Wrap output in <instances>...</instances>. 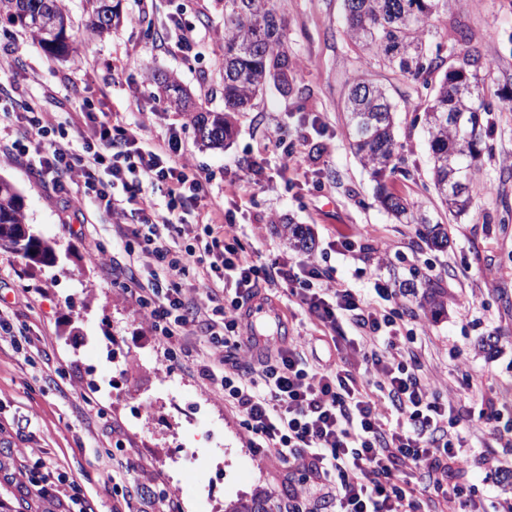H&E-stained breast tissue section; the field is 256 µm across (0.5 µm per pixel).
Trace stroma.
<instances>
[{
    "label": "stroma",
    "instance_id": "35a3bbf8",
    "mask_svg": "<svg viewBox=\"0 0 512 512\" xmlns=\"http://www.w3.org/2000/svg\"><path fill=\"white\" fill-rule=\"evenodd\" d=\"M77 54L50 57L20 28L0 23V63L19 68L23 95L54 123H69L76 104L143 122V135L177 133L186 156L210 181V197L231 210L251 243L252 257L268 264L298 257L282 235L283 220L306 225L312 251L334 284L373 289L406 279L431 282L444 301L441 315L409 299L402 335H415L424 372L454 379L473 390L496 392L503 409L499 427L512 423V102L491 97L494 129L473 185V204L448 216L430 185V151L422 125L423 96L355 48L345 34L342 0H281L293 61L290 91L267 86L254 108L235 116L229 146L208 148L197 140L186 113L164 108L146 95L134 99L141 76H174L203 108L223 111V73L218 65L224 33L223 0H121V19L98 37L88 30L84 0H65ZM194 25L198 43L185 53L168 29L172 15ZM441 56L477 49L512 84V0H448L430 36ZM123 66L119 83H107L111 65ZM383 84L397 106L404 164L392 192L447 225V248H429L414 224L398 223L375 200L376 184L350 151L344 105L356 76ZM279 129L297 149V165L282 168L266 134ZM262 168L263 190L227 186L252 165ZM0 178L21 194L28 228L50 242L55 261L26 275V261L0 247V304L22 326L37 352L24 355L0 330V455L15 468L45 462L77 480L91 512H231L248 505L276 512V502L308 504L311 487L304 459L293 463L294 481H283L276 455L252 448V432L224 399L223 389L201 377L197 366L219 359L222 348L204 341L198 328L180 339L188 356L168 361L154 340L152 322L132 292L149 270L112 247V218L95 208L78 213L28 168L24 159L0 153ZM356 237L354 251L334 248L338 236ZM391 256L378 265L382 245ZM496 272L485 284L484 268ZM289 340L304 339L321 360L336 357L331 338L315 319L287 312ZM497 340L483 351L482 338ZM148 413H140L141 404ZM207 414L209 429L196 420ZM222 444L220 458L200 468L181 467L176 450ZM134 464V479L155 496L123 500L112 478Z\"/></svg>",
    "mask_w": 512,
    "mask_h": 512
}]
</instances>
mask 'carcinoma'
<instances>
[{"instance_id": "cac0c4a2", "label": "carcinoma", "mask_w": 512, "mask_h": 512, "mask_svg": "<svg viewBox=\"0 0 512 512\" xmlns=\"http://www.w3.org/2000/svg\"><path fill=\"white\" fill-rule=\"evenodd\" d=\"M92 30L102 35L119 22L118 6L112 0H86ZM346 34L369 58L412 80L426 90L423 124L431 154L435 194L453 216L472 204V185L478 160L487 144L483 131L493 112L485 100L487 84L495 82L493 64L472 54L475 74L459 81L444 74L445 60L428 39L431 26L447 0H343ZM67 21L57 29L45 27L43 19ZM0 21L28 32L53 57L76 52L72 21L63 0H0ZM224 111L198 109L189 104L181 84L171 76L153 77L163 91V102L191 112L197 140L209 148L227 145L234 135V115L245 112L270 83L283 91L291 89L293 62L288 51L286 25L275 0H224ZM349 144L376 183L379 205L404 224L421 226L419 234L429 245H448V228L407 199L388 188V181L401 163L396 137V105L384 85L357 76L346 103ZM460 172L461 181L448 186V164ZM21 196L9 182L0 179V246L21 253L35 268L53 261V247L27 232ZM289 244L300 251L312 248V236L301 224H283Z\"/></svg>"}]
</instances>
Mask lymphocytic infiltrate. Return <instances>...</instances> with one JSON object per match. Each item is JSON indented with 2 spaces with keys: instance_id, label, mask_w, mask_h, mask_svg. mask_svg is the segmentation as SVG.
I'll list each match as a JSON object with an SVG mask.
<instances>
[{
  "instance_id": "f902f5d3",
  "label": "lymphocytic infiltrate",
  "mask_w": 512,
  "mask_h": 512,
  "mask_svg": "<svg viewBox=\"0 0 512 512\" xmlns=\"http://www.w3.org/2000/svg\"><path fill=\"white\" fill-rule=\"evenodd\" d=\"M77 124L94 128L79 152L52 138L50 113L22 100L0 101V152L26 157L32 173L67 202L92 201L111 215L114 247L151 268L134 295L153 321L156 342L174 363L190 326L223 347L219 364L198 371L242 414L254 448L288 465L304 458L324 512H422L436 501L448 512H479L457 478L474 454L468 437H507V430L490 425L501 409L483 395L478 415H465L457 383L437 387L427 380L412 337L400 333V291L380 284L370 296L330 287L310 254L256 263L231 213L208 203V179L184 155L176 134L144 139L141 125L97 114L87 101ZM147 184L163 188L165 210L144 194ZM190 208L192 224L184 221ZM132 210L140 224L128 223ZM189 236L193 244L173 249L174 239ZM194 269L204 273L196 284L202 305L183 295ZM268 287L285 289L301 314L328 330L349 327L346 355L313 368L292 343L259 357L258 367L242 365L240 311ZM25 477L26 505L58 495L66 512H88L81 486L65 473L34 468Z\"/></svg>"
}]
</instances>
